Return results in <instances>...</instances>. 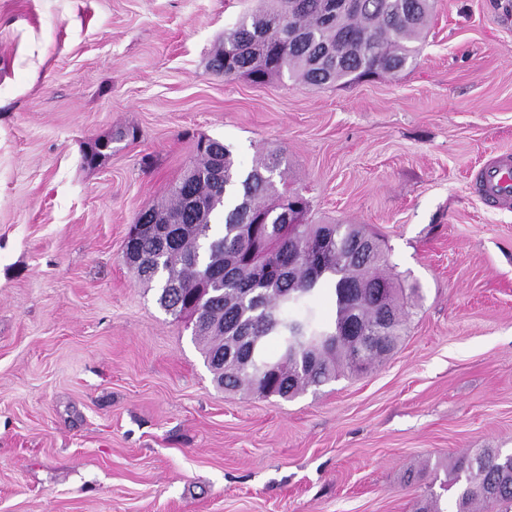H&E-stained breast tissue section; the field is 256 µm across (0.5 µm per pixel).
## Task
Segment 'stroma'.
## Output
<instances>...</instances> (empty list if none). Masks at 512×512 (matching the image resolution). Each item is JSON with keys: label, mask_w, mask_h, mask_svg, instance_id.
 <instances>
[{"label": "stroma", "mask_w": 512, "mask_h": 512, "mask_svg": "<svg viewBox=\"0 0 512 512\" xmlns=\"http://www.w3.org/2000/svg\"><path fill=\"white\" fill-rule=\"evenodd\" d=\"M257 5L0 0V512H453L448 463L512 453V211L474 188L512 153V0H434L398 76L321 88L209 69ZM202 136L377 237L415 291L385 361L289 400L217 385L123 257Z\"/></svg>", "instance_id": "35a3bbf8"}]
</instances>
